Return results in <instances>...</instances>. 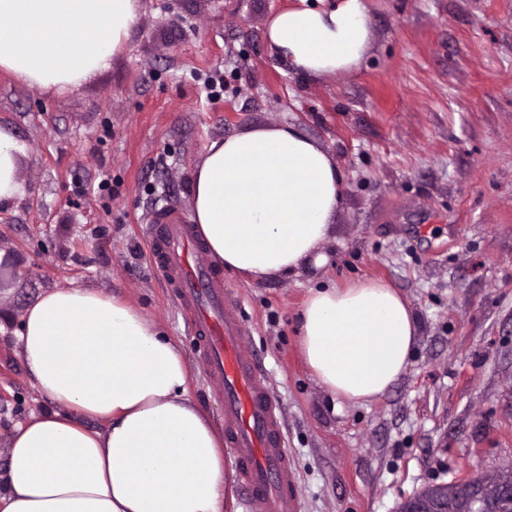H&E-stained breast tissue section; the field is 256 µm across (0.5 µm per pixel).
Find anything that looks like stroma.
I'll return each instance as SVG.
<instances>
[{
  "label": "stroma",
  "instance_id": "obj_1",
  "mask_svg": "<svg viewBox=\"0 0 512 512\" xmlns=\"http://www.w3.org/2000/svg\"><path fill=\"white\" fill-rule=\"evenodd\" d=\"M292 2L139 0L125 48L80 85L0 72V121L26 146L25 193L0 204V468L15 425L48 407L13 331L57 286L124 295L157 321L223 426L146 222L166 203L191 212L212 140L284 124L341 172L335 238L322 265L254 281L228 270L224 283L279 400L301 512H399L428 485L512 460V0H371L364 63L319 79L266 42ZM364 279L396 288L417 336L393 386L353 402L313 377L298 316L310 288Z\"/></svg>",
  "mask_w": 512,
  "mask_h": 512
}]
</instances>
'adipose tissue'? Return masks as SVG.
<instances>
[{
    "instance_id": "1",
    "label": "adipose tissue",
    "mask_w": 512,
    "mask_h": 512,
    "mask_svg": "<svg viewBox=\"0 0 512 512\" xmlns=\"http://www.w3.org/2000/svg\"><path fill=\"white\" fill-rule=\"evenodd\" d=\"M137 10L138 0H0V70L47 90L79 85L124 47ZM372 35L368 0H297L266 27L272 54L309 78L359 69ZM24 153L0 123V203L24 192ZM191 203L216 264L286 277L322 261L343 181L298 127H259L209 143ZM299 331L320 386L354 402L398 380L417 333L407 302L375 279L311 289ZM16 335L51 407L12 437L0 512H224V440L190 396L184 351L155 321L121 296L61 286L26 308Z\"/></svg>"
}]
</instances>
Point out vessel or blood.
<instances>
[{"label":"vessel or blood","mask_w":512,"mask_h":512,"mask_svg":"<svg viewBox=\"0 0 512 512\" xmlns=\"http://www.w3.org/2000/svg\"><path fill=\"white\" fill-rule=\"evenodd\" d=\"M151 260L174 294L202 350L206 375L220 385L224 442L233 451L246 512H299L280 407L244 341L237 303L224 274L204 260L189 217L167 205L149 221Z\"/></svg>","instance_id":"obj_1"}]
</instances>
